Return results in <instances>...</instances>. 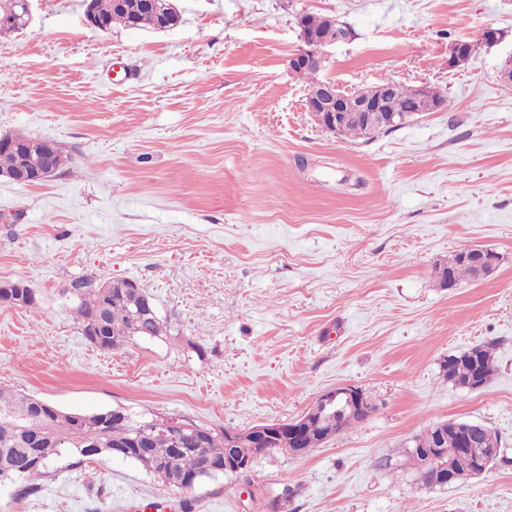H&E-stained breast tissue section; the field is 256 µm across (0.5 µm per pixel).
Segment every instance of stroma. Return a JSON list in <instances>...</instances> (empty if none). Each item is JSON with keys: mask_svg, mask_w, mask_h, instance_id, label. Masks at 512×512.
<instances>
[{"mask_svg": "<svg viewBox=\"0 0 512 512\" xmlns=\"http://www.w3.org/2000/svg\"><path fill=\"white\" fill-rule=\"evenodd\" d=\"M166 31L84 19L83 0H30L0 34V135L57 143L71 161L39 185L0 177V385L91 414L116 406L214 428L289 421L339 385L374 409L301 456H258L189 494L133 461L59 462L31 494L0 483V512H125L166 497L187 512H512V0H173ZM351 31L319 76L390 79L449 100L347 141L305 109L288 69L300 14ZM500 31L469 63L452 44ZM483 245L488 280L440 287L437 265ZM79 277L153 296L167 343L91 344L66 293ZM491 345L469 391L448 355ZM471 420L503 458L463 486L421 485L404 450L426 426ZM12 284L14 287L9 288V290H4L3 294L2 290L0 291L1 302L13 303L20 307L31 304L33 301L37 303L36 293L28 284L20 281L12 282ZM21 302H23L24 305H22Z\"/></svg>", "mask_w": 512, "mask_h": 512, "instance_id": "stroma-1", "label": "stroma"}]
</instances>
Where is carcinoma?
<instances>
[{"instance_id": "obj_1", "label": "carcinoma", "mask_w": 512, "mask_h": 512, "mask_svg": "<svg viewBox=\"0 0 512 512\" xmlns=\"http://www.w3.org/2000/svg\"><path fill=\"white\" fill-rule=\"evenodd\" d=\"M92 9L105 33L112 31L115 25L161 30L165 21L178 17L172 0H154L151 10L141 9L140 0H124L122 8L116 0H92ZM25 19L22 0H0L1 33L22 29ZM298 25L322 33L328 41L336 40V29L341 27L326 15L309 13L300 16ZM444 107L445 100L437 92L430 91L429 99L417 103L414 89L400 83L393 84L388 100L389 111L408 119L415 113ZM3 139L13 141L14 145H0V172H12L24 162L19 149L25 136H0V141ZM448 266L452 285L463 279H476L475 270L461 263L456 254L448 259ZM68 293L82 333L90 342L99 339L116 350L134 340L163 342L169 338L170 328L159 317L152 294L145 288L134 287L132 281H110L104 288L100 281L83 277L71 283ZM35 300L33 288L20 281L0 293L1 302L18 306ZM440 372L445 380L460 388L472 382L485 385L494 373L491 347L481 344L450 354L441 362ZM143 423L145 420L134 418L125 409L112 414V423L106 427L100 426L95 414H49L39 408L36 397L0 386V481L18 482V494H27L37 489L33 481L48 475L63 455L88 459L87 447L92 445L95 455L112 456L117 452L116 446L126 443ZM435 434L434 426L429 425L404 449L421 483L428 488L434 487L435 472L424 463L423 454L424 449L432 447ZM228 451L222 430L212 431L203 448L179 452L171 435L156 429L147 432L145 455L132 454L126 459L139 464L163 485L187 493L204 480L219 476L211 466L223 462ZM455 451L475 459L492 454L498 458L501 440L487 428L479 447L458 446Z\"/></svg>"}]
</instances>
